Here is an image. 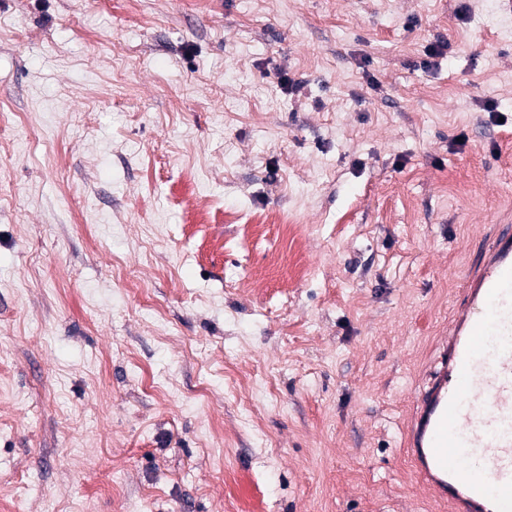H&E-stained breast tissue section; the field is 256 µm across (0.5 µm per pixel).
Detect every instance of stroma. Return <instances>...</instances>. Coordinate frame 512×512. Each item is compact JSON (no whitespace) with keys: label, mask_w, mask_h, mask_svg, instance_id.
Listing matches in <instances>:
<instances>
[{"label":"stroma","mask_w":512,"mask_h":512,"mask_svg":"<svg viewBox=\"0 0 512 512\" xmlns=\"http://www.w3.org/2000/svg\"><path fill=\"white\" fill-rule=\"evenodd\" d=\"M508 221L502 0H0V512H439Z\"/></svg>","instance_id":"obj_1"}]
</instances>
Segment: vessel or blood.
Instances as JSON below:
<instances>
[{"mask_svg":"<svg viewBox=\"0 0 512 512\" xmlns=\"http://www.w3.org/2000/svg\"><path fill=\"white\" fill-rule=\"evenodd\" d=\"M467 306L404 427L407 455L452 512H512V225L465 283Z\"/></svg>","mask_w":512,"mask_h":512,"instance_id":"obj_1","label":"vessel or blood"}]
</instances>
